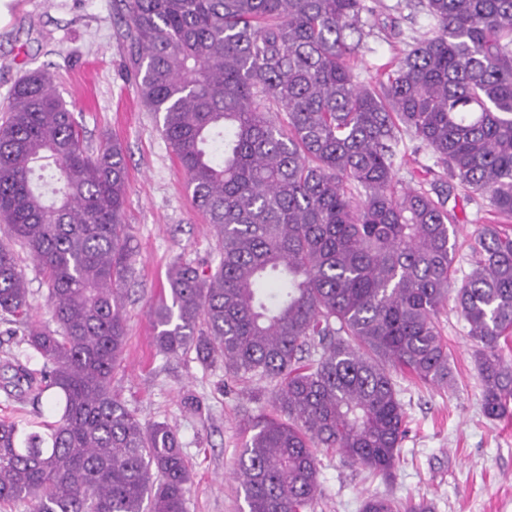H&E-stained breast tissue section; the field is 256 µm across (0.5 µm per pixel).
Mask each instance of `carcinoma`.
<instances>
[{
  "instance_id": "carcinoma-1",
  "label": "carcinoma",
  "mask_w": 512,
  "mask_h": 512,
  "mask_svg": "<svg viewBox=\"0 0 512 512\" xmlns=\"http://www.w3.org/2000/svg\"><path fill=\"white\" fill-rule=\"evenodd\" d=\"M118 2L141 102L220 252L207 271L170 264L156 346L265 385L279 411L245 431L248 512H307L317 448L391 474L407 433L395 375L450 383L451 294L483 412L512 419V235L483 226L456 282L448 197L397 191L395 167L403 128L439 180L512 217V0H418L433 26L375 85L354 71L366 0ZM126 202L121 144L90 152L52 73L20 77L0 123V320L20 332L0 387L26 414L0 420V512H186L175 428L112 391L135 257ZM15 244L43 275L49 324ZM361 512L430 508L376 494Z\"/></svg>"
}]
</instances>
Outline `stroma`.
Returning <instances> with one entry per match:
<instances>
[{"label":"stroma","mask_w":512,"mask_h":512,"mask_svg":"<svg viewBox=\"0 0 512 512\" xmlns=\"http://www.w3.org/2000/svg\"><path fill=\"white\" fill-rule=\"evenodd\" d=\"M112 2L13 0L11 17L0 26V118L20 76L47 68L56 75L58 92L74 102L86 145L98 148L106 138L122 145L128 183L123 221L136 256L126 284L124 359L112 389L141 420L165 421L177 430L193 471L186 512H246L234 475L244 428L275 408L260 385L234 381L220 366L203 367L194 353L169 356L155 346L149 308L167 286L169 265L180 258L206 269L219 256L186 177L130 77L126 20ZM368 4L356 73L361 83L373 85L432 21L406 0ZM434 166L424 145L402 138L396 159L400 187L433 189ZM443 190L455 208L454 266L462 275L470 268L474 234L493 214L487 201L457 181ZM440 321L452 354V385L397 376L408 433L392 478L372 477L336 452L318 449L321 494L309 512H360L364 498L376 492L425 499L432 512H512V420L484 416L474 345L453 304L444 306Z\"/></svg>","instance_id":"stroma-1"}]
</instances>
